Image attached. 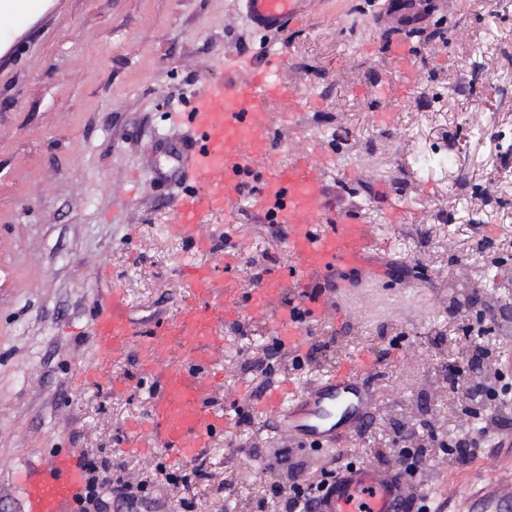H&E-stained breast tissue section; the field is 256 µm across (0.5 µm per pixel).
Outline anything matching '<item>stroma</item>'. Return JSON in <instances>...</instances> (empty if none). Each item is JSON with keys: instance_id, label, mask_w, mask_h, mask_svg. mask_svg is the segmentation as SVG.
Listing matches in <instances>:
<instances>
[{"instance_id": "stroma-1", "label": "stroma", "mask_w": 512, "mask_h": 512, "mask_svg": "<svg viewBox=\"0 0 512 512\" xmlns=\"http://www.w3.org/2000/svg\"><path fill=\"white\" fill-rule=\"evenodd\" d=\"M397 18L390 0H312L304 23L271 42L239 0H40L24 24H0V512H24L17 471L60 450L146 483L148 512H281L270 480L390 466L418 444L427 459L405 478L413 512H475L512 481V318L495 310L512 299V276L492 264L512 262V203L487 208L471 193L500 170V139L512 140V0L493 13L483 0L440 5L412 34ZM484 42L497 51L471 91L461 65ZM269 43L285 58L277 83L310 101L289 124L273 102L276 161L314 153L328 198L340 184L357 196L391 243L387 277L339 318L307 325L313 357L268 359L264 373L251 364L275 342L268 321L218 326L210 401L223 429L179 461L128 450L152 385L137 352L97 366V383H70L94 364L91 318L107 289L125 291L145 329L191 300L186 269L210 267L245 296L267 256L291 262L249 186L205 214L199 245L171 231L182 112L208 84L248 79L239 61ZM449 134L460 143L452 165L414 166L418 151L445 156ZM344 151L354 164H339ZM461 176L468 190L455 188ZM478 346L488 355L476 365ZM363 357L375 407L344 454L286 448L257 410L262 387H299ZM478 382L491 395L468 399ZM475 422L488 427L482 452L459 464L448 446Z\"/></svg>"}]
</instances>
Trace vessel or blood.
Masks as SVG:
<instances>
[{
	"instance_id": "b4317fda",
	"label": "vessel or blood",
	"mask_w": 512,
	"mask_h": 512,
	"mask_svg": "<svg viewBox=\"0 0 512 512\" xmlns=\"http://www.w3.org/2000/svg\"><path fill=\"white\" fill-rule=\"evenodd\" d=\"M254 26L283 34L305 17L307 0H241ZM281 61L264 51L253 81L226 77L199 91L183 118L192 132L184 158L181 191L173 201L174 229L195 240L205 210L236 201L244 179L256 190L252 210L286 230L288 268L271 263L258 285L241 297L207 269H193V297L176 321L160 320L140 331L129 317L125 292L109 291L93 316L95 359L104 365L138 344L155 387L148 401V441L133 448L160 449L179 460L208 447L224 417L209 405L211 352L219 323L249 314L265 315L290 351L302 350L306 321L325 319L353 307L361 293L379 287L385 277L383 256L373 225L333 209L325 199L320 167L308 157L292 165L272 164L273 127L269 106L287 100L298 117L302 93L282 88L270 77ZM295 289L301 318L285 313L279 302ZM367 367L347 364L301 388L283 383L269 388L262 411L281 436L301 445L343 451L373 413L374 393ZM26 512H69L85 488L77 457L58 454L32 463L18 475ZM408 487L398 473L379 463H345L311 502V512H411ZM512 489L496 488L482 498L484 512H506Z\"/></svg>"
}]
</instances>
